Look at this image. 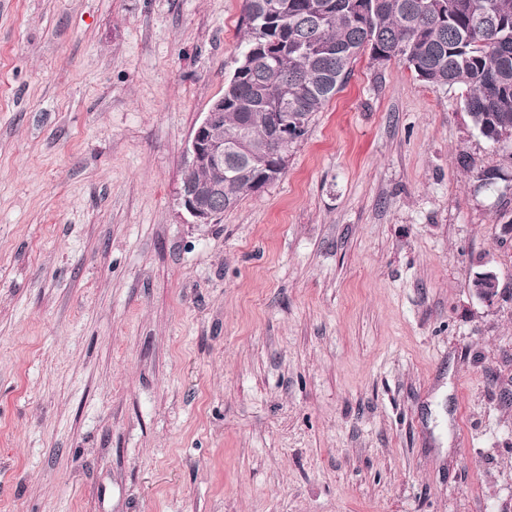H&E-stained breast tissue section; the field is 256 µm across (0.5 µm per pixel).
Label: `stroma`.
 Here are the masks:
<instances>
[{
    "mask_svg": "<svg viewBox=\"0 0 512 512\" xmlns=\"http://www.w3.org/2000/svg\"><path fill=\"white\" fill-rule=\"evenodd\" d=\"M243 15L0 0V512H512V136L364 53L190 223Z\"/></svg>",
    "mask_w": 512,
    "mask_h": 512,
    "instance_id": "1",
    "label": "stroma"
}]
</instances>
